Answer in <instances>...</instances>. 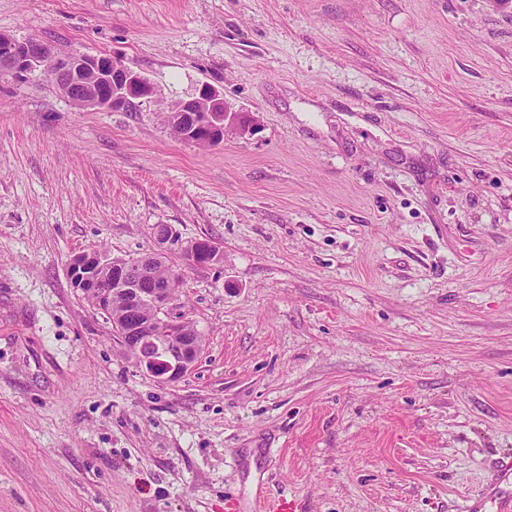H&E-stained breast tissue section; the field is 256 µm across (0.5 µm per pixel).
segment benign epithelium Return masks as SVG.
I'll use <instances>...</instances> for the list:
<instances>
[{"label": "benign epithelium", "instance_id": "benign-epithelium-1", "mask_svg": "<svg viewBox=\"0 0 512 512\" xmlns=\"http://www.w3.org/2000/svg\"><path fill=\"white\" fill-rule=\"evenodd\" d=\"M42 69L51 74L60 92L82 109L126 110L157 97L154 84L123 61L108 54L73 53L59 58L47 44L35 40H17L0 33V71L15 76ZM170 124L181 132V140L195 144H212L224 140V132L233 129L239 134H253L256 123L231 110L224 101L223 91L201 85L188 98L168 107ZM153 237L157 249L146 253L137 269L118 259L94 254L71 258L69 274L74 288L80 293L95 295L94 307L109 313L112 298L123 295L131 312L124 326L115 328L125 345L134 353L137 364L147 374L163 383H173L187 376L201 354V340L176 308L174 284L159 282L151 277L149 261L170 245L172 227L159 225ZM210 239H197L184 247L189 263L209 265L219 258ZM112 265L109 287H103L92 267L93 262ZM144 305L152 307L163 321L164 334L149 333L137 312Z\"/></svg>", "mask_w": 512, "mask_h": 512}]
</instances>
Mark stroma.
Returning a JSON list of instances; mask_svg holds the SVG:
<instances>
[{"instance_id":"35a3bbf8","label":"stroma","mask_w":512,"mask_h":512,"mask_svg":"<svg viewBox=\"0 0 512 512\" xmlns=\"http://www.w3.org/2000/svg\"><path fill=\"white\" fill-rule=\"evenodd\" d=\"M158 100L0 74V512H465L512 459V0H0ZM224 91L255 135L178 140ZM175 257L203 349L141 371L75 254ZM168 120L181 132V140L200 145L224 140V132L234 129L239 134H253L256 123L241 113L232 111L224 101V93L209 84H202L188 98L172 102L168 107ZM177 128H171L178 139ZM216 245L210 239H197L183 248L191 265L202 266L213 264L222 253L221 248L214 252Z\"/></svg>"}]
</instances>
